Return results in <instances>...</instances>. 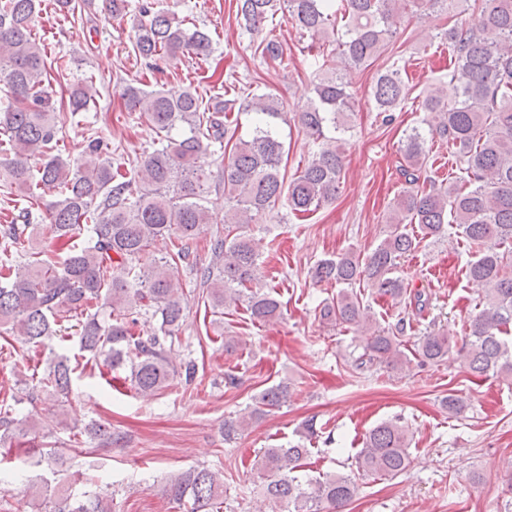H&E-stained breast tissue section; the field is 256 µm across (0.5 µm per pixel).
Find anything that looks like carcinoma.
<instances>
[{
  "label": "carcinoma",
  "mask_w": 512,
  "mask_h": 512,
  "mask_svg": "<svg viewBox=\"0 0 512 512\" xmlns=\"http://www.w3.org/2000/svg\"><path fill=\"white\" fill-rule=\"evenodd\" d=\"M469 17L443 31L453 68L450 93H430L422 101L437 124L414 126L406 132L400 151L405 164L399 173L409 190L388 214L390 231L369 254H339L318 262L314 279L340 286L336 299L319 310L326 323L353 325L365 333L362 353L354 357L358 369L372 367L402 371L409 365L397 334L404 322L381 328L369 307L360 303L353 285L365 283L379 294L400 297L407 292L396 276L399 260L412 253L417 241L407 231L418 225L423 237L439 238L455 229L474 250L466 268L469 279L485 287L484 307L467 320L462 342L448 334L429 331L417 339L419 363H439L452 352L476 376L512 377V0H463ZM456 0H236V18L244 32L258 35L277 11L300 30L316 38L337 33L341 59L350 68H368L384 51L408 13L440 9ZM36 0H0V82L6 105L0 110V181L24 194L49 190L57 200L48 204L50 223L36 224L32 212L23 223L0 226V326H6L37 349L54 333L59 318L71 321L79 349L114 369L129 366L130 385L151 394L181 380L190 384L196 367L174 366L168 343L179 332L186 306L183 293L170 273L173 263L187 259L179 248L150 268L138 265L139 256L157 239L189 242L214 223L211 184L196 165L198 154L231 144L224 164V230L210 233V249L224 264L196 269L207 286L204 301L214 309L245 305L250 318L267 323L281 318V302L256 288L261 254L255 239L233 227L252 224L286 200L296 213L316 210L336 198L343 160L331 143L321 144L304 169L290 181L282 173L284 156L278 122L286 121L280 104L268 95L249 100L222 99L202 110L196 91L170 96L128 83L123 97L130 110L164 134L160 147L143 161L142 174L125 176L112 169L108 144L91 133L81 157L65 159L57 149L67 119L85 110L93 100V83L76 86L70 111L58 112L45 86L46 62L32 37ZM133 46L139 56H174L211 50L210 36L183 28V21L157 10L152 0L138 2ZM255 50L264 58L284 60L287 48L275 37H264ZM322 77L314 97L298 113V123L310 135L347 131V113L353 110L348 82L328 61L319 65ZM410 95L401 70L392 64L378 73L370 89L373 107L391 112ZM255 113L257 120L245 139L235 138L238 118L233 113ZM179 128V137L171 132ZM448 143L459 175L448 185L420 189L426 171L428 138ZM43 159L39 169L29 165ZM89 236L76 242L81 231ZM48 235L65 246L60 262L29 260L32 238ZM160 317V325L146 336L131 326L138 316ZM135 348V360L126 350ZM68 358L58 355L28 394L67 398L71 392ZM293 388L280 383L254 398L247 413L224 421V440L231 442L250 422L267 410L288 402ZM15 418L0 412V447L12 442ZM409 429L395 417L374 426L357 454L358 469L366 474L397 477L409 465ZM308 454L304 443L288 448H265L255 466L268 478L266 500L286 503L293 512H338L356 495L355 479L334 474L301 483L295 472ZM166 496L186 512H220L224 482L208 468H193L165 485ZM54 512H112V500L99 493L64 494Z\"/></svg>",
  "instance_id": "carcinoma-1"
}]
</instances>
